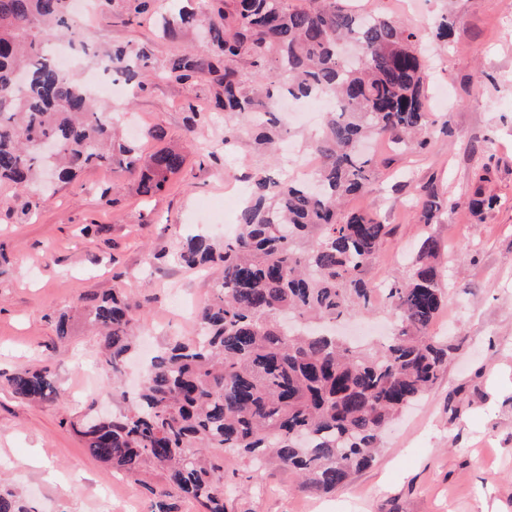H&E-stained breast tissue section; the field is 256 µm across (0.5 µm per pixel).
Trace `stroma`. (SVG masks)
<instances>
[{"label": "stroma", "mask_w": 512, "mask_h": 512, "mask_svg": "<svg viewBox=\"0 0 512 512\" xmlns=\"http://www.w3.org/2000/svg\"><path fill=\"white\" fill-rule=\"evenodd\" d=\"M427 30L448 15L447 47L423 41L429 111L445 115L451 136L422 152L372 149L381 164L370 193L348 200L351 211L374 212L392 227L365 273L377 288L410 269L421 240L437 238L450 256L447 302L431 332L455 351L439 380L388 430L368 469L329 493L300 485L298 476L269 464L253 473L224 464L228 512H512V0H353ZM94 46L151 43L163 65L203 33L163 37L156 20L126 25L100 6L78 18ZM185 87L150 78L132 99L115 100L134 123L124 135L150 155L181 147L182 170L151 198L138 195L129 175L106 167L83 170L29 219L7 214L18 200L0 187V248L10 271L0 276V483L26 497L35 512H152L159 475L135 481L107 470L65 427L87 405L122 409L98 339L76 327L56 335L60 312L80 313V299L121 288L143 305L146 351L192 337L201 302L212 298L219 274L181 266L184 237L206 231L230 237L239 207L232 188L255 175H277L280 161L244 132L228 157L207 159L224 138L225 116L213 89L200 92L204 122L188 128ZM164 133L149 138V129ZM489 168L486 193L498 203L483 215L445 210L424 224L415 202L435 181L445 196L471 194L475 174ZM101 232L86 234V224ZM50 365L62 388L55 401L32 405L14 396L9 376L19 366Z\"/></svg>", "instance_id": "stroma-1"}]
</instances>
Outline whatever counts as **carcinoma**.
<instances>
[{
    "label": "carcinoma",
    "instance_id": "1",
    "mask_svg": "<svg viewBox=\"0 0 512 512\" xmlns=\"http://www.w3.org/2000/svg\"><path fill=\"white\" fill-rule=\"evenodd\" d=\"M133 24L155 0H100ZM224 0V6L185 9L162 18L176 37L201 26L206 43L171 58L162 75L178 84L206 79L228 121L224 146L244 126L258 144L278 137L277 94L257 78L272 65L283 71L296 99L329 97L330 113L316 151L321 190L302 182L260 176L250 183L234 236L220 243L205 234L187 238L178 254L188 268L219 264L218 291L199 311L202 338L175 340L146 366L131 407L108 418L69 421L90 454L131 474L165 479L154 512H179L194 501L202 512H225L224 459L260 464L271 459L296 472L302 486L329 492L368 467L382 434L398 413L438 380L453 345L429 329L444 307L438 240L426 237L411 272L383 284L395 330L372 353L311 328L369 308L373 289L363 275L389 225L346 212L345 201L370 190L378 160L361 149L370 138L424 150L448 121L425 107L418 30L387 15L369 14L344 0ZM66 41L88 48L72 23L69 0H0V184L25 197L19 219L38 210L39 186L50 162L42 144H59L58 180L68 182L92 166L118 165L134 176L135 191L160 193L184 163L182 151L163 147L142 157L136 145L116 140L117 113L98 110V99L49 51ZM92 57L143 90L157 71L147 46L114 47ZM245 63L250 71L240 69ZM467 198L442 197L421 187V218L437 222L451 207L476 214L492 210L484 192L488 169L476 174ZM85 318L100 333L102 361L113 375L135 346L142 305L113 291L82 298ZM15 395L51 401L60 388L48 367L17 369ZM0 512H30L25 499L0 487Z\"/></svg>",
    "mask_w": 512,
    "mask_h": 512
}]
</instances>
